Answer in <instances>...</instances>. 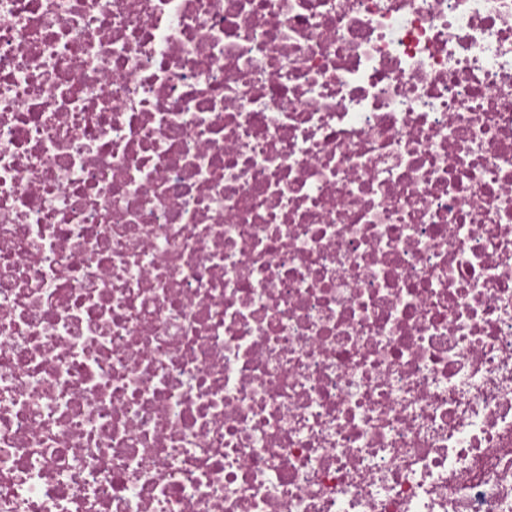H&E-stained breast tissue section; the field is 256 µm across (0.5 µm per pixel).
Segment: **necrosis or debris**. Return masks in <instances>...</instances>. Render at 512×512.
<instances>
[{
  "instance_id": "4bbe7bcc",
  "label": "necrosis or debris",
  "mask_w": 512,
  "mask_h": 512,
  "mask_svg": "<svg viewBox=\"0 0 512 512\" xmlns=\"http://www.w3.org/2000/svg\"><path fill=\"white\" fill-rule=\"evenodd\" d=\"M0 512H512V0H0Z\"/></svg>"
}]
</instances>
